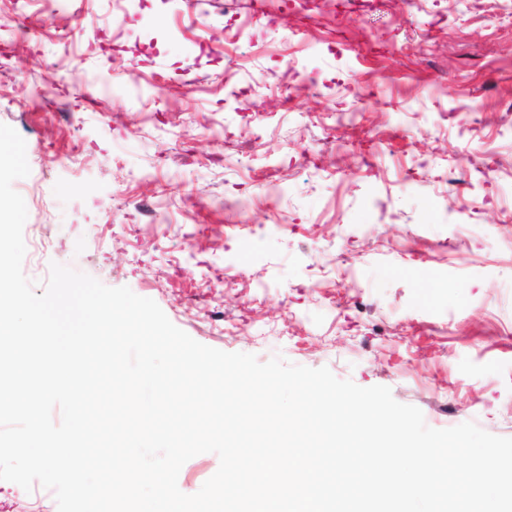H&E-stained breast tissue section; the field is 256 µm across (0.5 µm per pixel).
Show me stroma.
Masks as SVG:
<instances>
[{
    "instance_id": "1",
    "label": "stroma",
    "mask_w": 512,
    "mask_h": 512,
    "mask_svg": "<svg viewBox=\"0 0 512 512\" xmlns=\"http://www.w3.org/2000/svg\"><path fill=\"white\" fill-rule=\"evenodd\" d=\"M0 124L36 291L62 264L512 437V0H0ZM17 489L0 512H57Z\"/></svg>"
}]
</instances>
